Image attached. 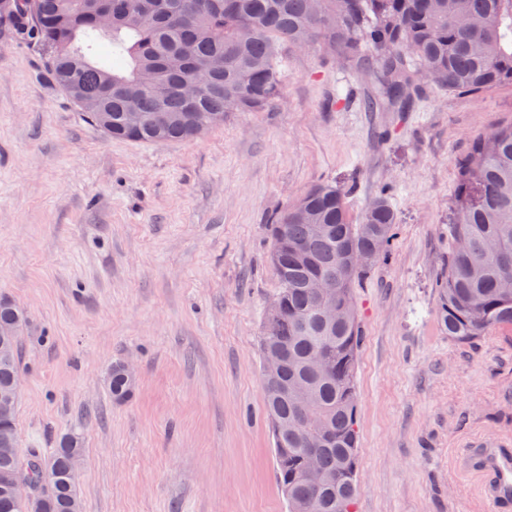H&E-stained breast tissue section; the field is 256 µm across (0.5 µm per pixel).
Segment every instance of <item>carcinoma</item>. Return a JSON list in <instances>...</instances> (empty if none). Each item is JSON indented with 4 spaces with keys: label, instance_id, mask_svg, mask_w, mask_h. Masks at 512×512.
<instances>
[{
    "label": "carcinoma",
    "instance_id": "cac0c4a2",
    "mask_svg": "<svg viewBox=\"0 0 512 512\" xmlns=\"http://www.w3.org/2000/svg\"><path fill=\"white\" fill-rule=\"evenodd\" d=\"M26 32L48 50L54 82L83 115L113 139L147 143L191 140L224 125L233 112H264L282 94L279 46L317 41L374 76L377 97L404 107L418 97L415 74L433 84L477 94L512 86V0H0V32ZM115 91L103 92L105 78ZM457 219L439 287L441 330L470 343L512 330V124L475 138L457 165ZM271 262L281 309L265 317L260 355L283 354L274 380L262 384L276 482L288 512H356L360 431L356 371L361 336L353 288L369 271L348 265L359 252L386 257L395 214L380 198L351 222L346 195L324 183L280 210L270 229ZM302 250L308 262L294 253ZM341 284L344 317L319 315L318 277ZM25 312L0 300V326L22 330ZM326 350L327 373L309 364ZM20 374L19 337L0 336V391ZM108 388L126 398L133 381L109 368ZM17 407L0 415V476L34 481L78 466L80 437L70 434L45 456L19 448ZM323 435L318 469L335 482L317 484L303 470L313 436ZM78 489L59 484L35 510L0 488V512H70Z\"/></svg>",
    "mask_w": 512,
    "mask_h": 512
}]
</instances>
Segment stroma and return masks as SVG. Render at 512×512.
<instances>
[{
	"mask_svg": "<svg viewBox=\"0 0 512 512\" xmlns=\"http://www.w3.org/2000/svg\"><path fill=\"white\" fill-rule=\"evenodd\" d=\"M283 94L196 139L108 138L34 38L0 43V298L20 337L21 448L82 441V512H287L272 471L259 343L279 291L267 224L320 183L352 220L389 200L390 253L356 284L358 512H489L460 464L512 440V333L437 323L458 161L512 122V86L428 87L370 112L368 72L281 45ZM132 365L113 400L107 372Z\"/></svg>",
	"mask_w": 512,
	"mask_h": 512,
	"instance_id": "obj_1",
	"label": "stroma"
}]
</instances>
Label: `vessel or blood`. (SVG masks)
<instances>
[{
	"label": "vessel or blood",
	"mask_w": 512,
	"mask_h": 512,
	"mask_svg": "<svg viewBox=\"0 0 512 512\" xmlns=\"http://www.w3.org/2000/svg\"><path fill=\"white\" fill-rule=\"evenodd\" d=\"M464 468L483 477L482 496L492 512L512 504V446L503 440L483 438L466 448Z\"/></svg>",
	"instance_id": "obj_1"
}]
</instances>
